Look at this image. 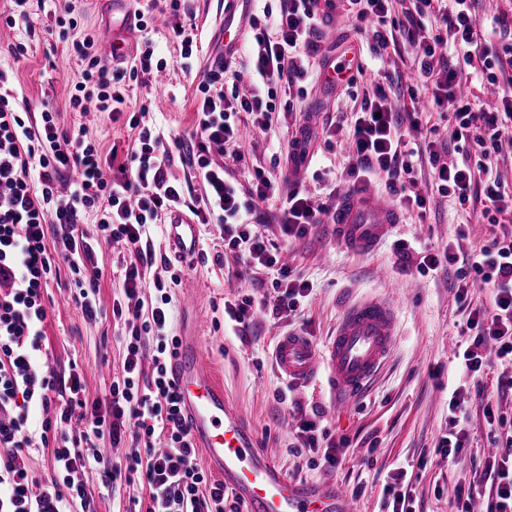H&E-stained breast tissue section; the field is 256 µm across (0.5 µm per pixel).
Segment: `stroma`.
Listing matches in <instances>:
<instances>
[{
    "mask_svg": "<svg viewBox=\"0 0 512 512\" xmlns=\"http://www.w3.org/2000/svg\"><path fill=\"white\" fill-rule=\"evenodd\" d=\"M225 0H183L180 20L189 26L202 45L191 66L183 59L169 32L159 26L135 32L134 44L150 39L166 69L159 82L132 81L128 84L127 111L147 108L149 116L164 137L190 134L195 123L196 88L201 74L213 58L222 56L229 41H236V65L250 60L249 44L256 32L275 37L272 24L252 29L247 18L227 19ZM29 23L9 28L0 25V48L25 44L21 60L0 55V66L14 72L11 90L24 98L32 112L51 107L61 125L84 127L89 139L104 151L125 156L134 138L124 121L111 113L89 110L79 115L69 106L70 88L80 69L64 51L53 49L47 33L53 23L42 0H31ZM40 30L39 40H29L27 24ZM316 51L312 68L322 71L328 58L346 56L361 65L355 85L334 92L320 81H305L306 94L297 99L293 111H276L271 126L260 132L244 128L241 140L219 155V162L232 178L246 182L253 168H262L279 188H286L292 175L291 141L299 129H306L309 142L303 163L312 171L317 161L328 170L342 174L346 165L341 150L324 147L322 127L339 114L356 111L371 92L376 70L396 79L406 78L414 67L412 48L402 37H395L387 48H378L375 31L355 32L352 19L343 7H336L320 24L313 37ZM416 191L429 200L426 212L407 210L403 222L394 229L377 251L369 255L347 252L336 241L330 224L316 225L303 238L293 240L283 250L281 261L312 287L298 311L278 314L272 308L258 311L244 335L222 328L225 301L249 294L262 297L276 272L263 269L254 279H240L218 264L216 255L223 241L214 224L201 227L200 253L186 264L173 263L179 277L171 288L172 332L201 315L199 334L202 357L214 377L237 405L247 423L253 426L261 448L290 478L333 481L345 490H358L360 512H390L387 494L389 476L403 469V489L409 494L412 512H455L458 495L478 493L488 501L495 486L484 475L487 462L498 452L496 437L512 431V393L498 396L499 379L512 367L494 362L477 378L498 414L499 427L487 423L481 399L465 395L461 402L467 417L468 443L461 454L444 457L435 447L448 428V400L458 385L455 354L470 342L462 329L468 316L457 301L459 280L455 268L420 274L416 265L423 251L438 253L454 241L458 225L469 227L464 249L482 245L489 235L487 225L478 223L477 214L455 208L451 198L437 190L434 170L427 157L413 159ZM405 243L411 257L399 261L394 246ZM96 259L104 270L99 285L103 317L88 320L65 283L50 285L45 323L48 363L56 371L78 363L85 373L88 400L108 395L112 379L119 371L122 328L110 315L112 304L123 296L118 264L120 246L99 243ZM391 297L395 301L397 328L395 344L383 368L356 398L334 402L324 380L308 386L282 381L272 363L275 338L292 329H302L316 342H324L336 329L347 302L367 297ZM316 418L320 431L337 447L341 463L336 469L312 468V452L302 448L295 432L300 416ZM97 512H126L130 498L141 495L136 484L111 483L103 470L90 467L82 476Z\"/></svg>",
    "mask_w": 512,
    "mask_h": 512,
    "instance_id": "35a3bbf8",
    "label": "stroma"
}]
</instances>
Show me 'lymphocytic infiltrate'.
<instances>
[{"label": "lymphocytic infiltrate", "instance_id": "obj_1", "mask_svg": "<svg viewBox=\"0 0 512 512\" xmlns=\"http://www.w3.org/2000/svg\"><path fill=\"white\" fill-rule=\"evenodd\" d=\"M346 2L356 30L370 24L381 30L391 27L406 43L419 46L409 98L427 96L432 108L454 123L447 150L433 140L425 146L437 189L460 208L478 210L482 222L494 228L486 243L466 258L448 248L424 256L419 265L423 273L458 265L460 301H467L473 287L488 293L486 301L469 309L464 333L470 343L458 355V372L463 377L481 372L490 346L499 360L512 362V191L493 168L503 141H512V91L504 92L491 110L462 91L466 69L480 76L482 84L499 86L512 65V45L498 49L482 37L475 0H454V10L440 14L438 33L421 22L432 12L433 0H410L401 21L393 20L390 0ZM322 14L320 0H283L278 36L255 35L249 70L235 72L225 64L202 73L189 136L165 147L146 109H139L129 120L134 145L121 163L103 158L84 128H61L55 111L32 115L29 106L7 92L9 75L0 69V512H69L73 504L81 512H94L81 473L91 463L103 462L98 446L103 438L129 443L107 478L144 489L130 499L127 512H241L239 503L229 502L223 483L198 464L168 380L167 361L178 339L172 334L167 278L155 277V300H148L142 289L154 257L147 227L183 208L199 223L221 225L225 249L245 270L278 268L272 283L275 311L297 310L310 285L280 266L275 245L255 229L257 204L273 193V183L258 170L249 188H241L226 179L212 154L238 141V115L265 129L279 93H292L307 79L311 37ZM54 22L58 41L81 68L69 97L73 111L83 113L92 106L120 112L125 78L165 69L151 40L143 41L137 65L126 72L102 59L94 36L73 39L78 19L72 9L55 15ZM446 40L456 47L457 57L435 65L436 48ZM229 76L235 87L228 94L224 80ZM423 115V110L400 105L391 82H376L346 127L327 130L328 137L340 134L346 141L348 185L367 184L371 175L383 173L397 205L425 209V197L413 189L414 152L404 140L407 129L422 126ZM176 149L201 183V195H187L170 180L167 168ZM280 202L279 230L286 239L306 236L330 214L327 206H314L311 192L299 184ZM90 214L96 218L93 236L80 227ZM97 238L123 243L128 260L124 299L112 306L113 317L125 328L121 374L113 378L104 400L91 402L82 396L78 365L62 377L36 354L46 336V298L50 280L58 275L57 261L66 263L84 315L91 320L101 315L97 294L103 271L93 247ZM34 404L46 414L42 430L53 434V475L45 481L35 477L29 462V408ZM487 473L496 484L494 499L483 506L475 495H467L457 500L456 512H512V435L502 440Z\"/></svg>", "mask_w": 512, "mask_h": 512}]
</instances>
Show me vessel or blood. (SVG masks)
<instances>
[{"instance_id":"vessel-or-blood-1","label":"vessel or blood","mask_w":512,"mask_h":512,"mask_svg":"<svg viewBox=\"0 0 512 512\" xmlns=\"http://www.w3.org/2000/svg\"><path fill=\"white\" fill-rule=\"evenodd\" d=\"M133 0H101L121 16L123 28L104 25L100 38L114 45L124 40L136 18ZM336 239L351 253L366 254L386 241L401 222L389 196L365 187L343 191L332 210ZM171 255L179 260L198 256L200 230L183 212L175 211L165 226ZM396 336L391 298H366L346 305L335 333L324 343L291 330L279 336L273 364L286 383H310L325 373L331 392L354 396L364 389L388 357ZM168 374L178 397L185 427L200 448L208 469L236 496L243 512H358L344 489L330 481H298L259 449L258 438L224 394V388L202 362L197 334L181 336Z\"/></svg>"}]
</instances>
